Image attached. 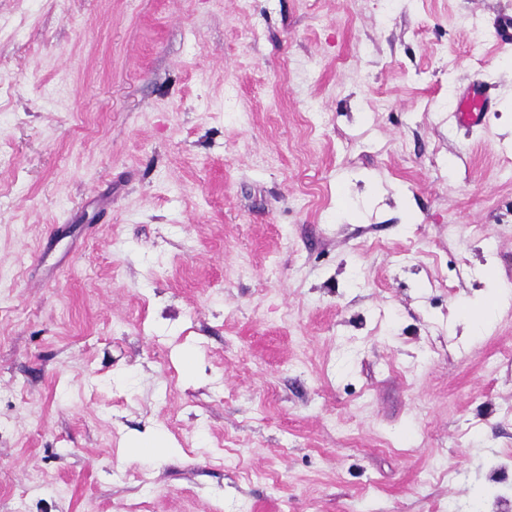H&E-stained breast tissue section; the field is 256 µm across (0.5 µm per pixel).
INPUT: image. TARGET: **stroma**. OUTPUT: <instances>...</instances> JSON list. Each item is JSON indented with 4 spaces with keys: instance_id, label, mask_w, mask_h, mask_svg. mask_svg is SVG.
Masks as SVG:
<instances>
[{
    "instance_id": "obj_1",
    "label": "stroma",
    "mask_w": 512,
    "mask_h": 512,
    "mask_svg": "<svg viewBox=\"0 0 512 512\" xmlns=\"http://www.w3.org/2000/svg\"><path fill=\"white\" fill-rule=\"evenodd\" d=\"M501 15L0 0V512H512ZM492 102L485 95L482 85L477 81L464 84L455 92V103L450 117L456 124L474 128L483 124Z\"/></svg>"
}]
</instances>
